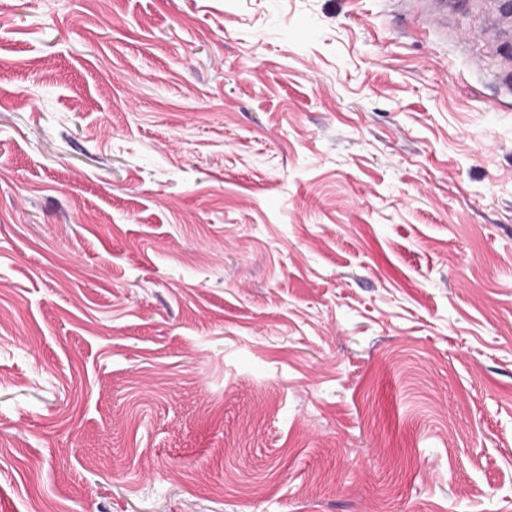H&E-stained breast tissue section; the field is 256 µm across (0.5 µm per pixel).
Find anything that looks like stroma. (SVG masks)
Segmentation results:
<instances>
[{
    "label": "stroma",
    "mask_w": 512,
    "mask_h": 512,
    "mask_svg": "<svg viewBox=\"0 0 512 512\" xmlns=\"http://www.w3.org/2000/svg\"><path fill=\"white\" fill-rule=\"evenodd\" d=\"M0 0V512H512V21Z\"/></svg>",
    "instance_id": "1"
}]
</instances>
